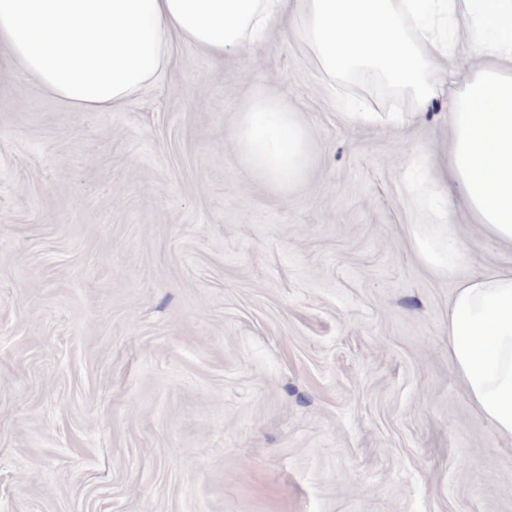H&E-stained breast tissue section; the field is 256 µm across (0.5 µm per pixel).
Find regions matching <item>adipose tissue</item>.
Instances as JSON below:
<instances>
[{
  "mask_svg": "<svg viewBox=\"0 0 512 512\" xmlns=\"http://www.w3.org/2000/svg\"><path fill=\"white\" fill-rule=\"evenodd\" d=\"M290 30L328 80L362 73L424 108L438 58L468 44L475 63L451 99L448 183L497 241L512 244V0H0V46L66 106L104 112L137 95L171 58L174 40L209 54ZM239 158L274 188L299 181L309 133L280 99L256 91L233 130ZM423 260L464 265L447 214L417 224ZM458 377L497 433L512 437V269L458 281L448 304Z\"/></svg>",
  "mask_w": 512,
  "mask_h": 512,
  "instance_id": "obj_1",
  "label": "adipose tissue"
}]
</instances>
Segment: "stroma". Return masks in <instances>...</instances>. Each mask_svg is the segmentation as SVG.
I'll return each instance as SVG.
<instances>
[{"label":"stroma","mask_w":512,"mask_h":512,"mask_svg":"<svg viewBox=\"0 0 512 512\" xmlns=\"http://www.w3.org/2000/svg\"><path fill=\"white\" fill-rule=\"evenodd\" d=\"M440 59L420 119L361 78L329 87L279 27L172 62L73 112L0 49V512H512V437L448 353L455 276L420 257L412 150L440 176ZM310 134L275 190L230 134L256 90ZM469 275L512 267L462 212Z\"/></svg>","instance_id":"1"}]
</instances>
